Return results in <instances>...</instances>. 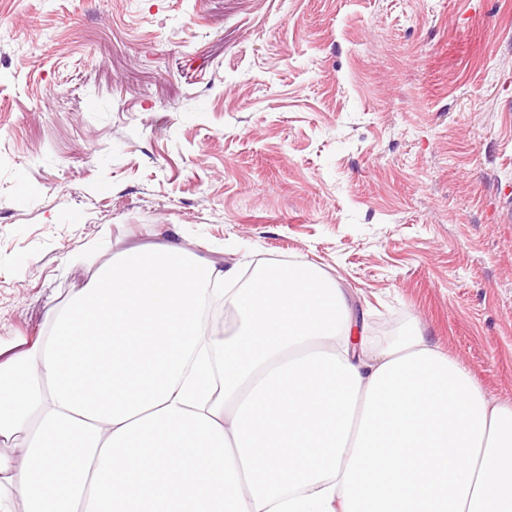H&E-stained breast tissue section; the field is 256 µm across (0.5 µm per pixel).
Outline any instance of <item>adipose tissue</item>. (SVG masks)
Here are the masks:
<instances>
[{
    "mask_svg": "<svg viewBox=\"0 0 512 512\" xmlns=\"http://www.w3.org/2000/svg\"><path fill=\"white\" fill-rule=\"evenodd\" d=\"M237 276L128 250L1 358L0 512H512V405L313 266Z\"/></svg>",
    "mask_w": 512,
    "mask_h": 512,
    "instance_id": "obj_1",
    "label": "adipose tissue"
}]
</instances>
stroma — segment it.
<instances>
[{
	"instance_id": "1",
	"label": "stroma",
	"mask_w": 512,
	"mask_h": 512,
	"mask_svg": "<svg viewBox=\"0 0 512 512\" xmlns=\"http://www.w3.org/2000/svg\"><path fill=\"white\" fill-rule=\"evenodd\" d=\"M175 237L512 405V0H0V348Z\"/></svg>"
}]
</instances>
